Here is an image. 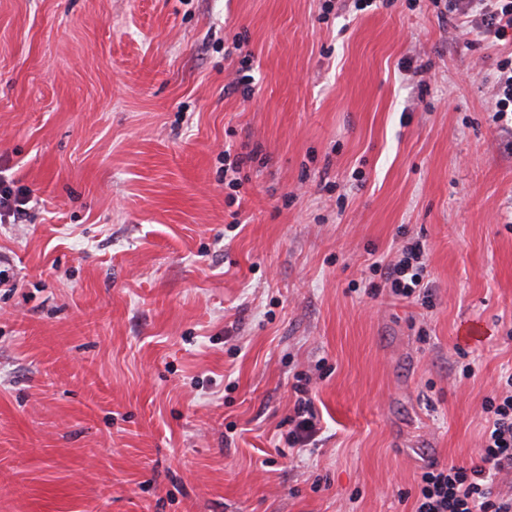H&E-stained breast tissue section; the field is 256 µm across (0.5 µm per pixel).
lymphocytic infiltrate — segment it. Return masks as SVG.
<instances>
[{
  "label": "lymphocytic infiltrate",
  "mask_w": 512,
  "mask_h": 512,
  "mask_svg": "<svg viewBox=\"0 0 512 512\" xmlns=\"http://www.w3.org/2000/svg\"><path fill=\"white\" fill-rule=\"evenodd\" d=\"M457 30L490 46L512 45V0H447ZM384 287L394 300L431 304L427 252L423 241L404 245L391 260L381 263ZM306 378L292 386L294 404L289 421L291 446L309 445L317 431V417ZM500 389L485 402L488 415L479 449L480 462L463 468L429 462L417 478L414 512H512V497L496 493L497 475L512 473V374L501 377Z\"/></svg>",
  "instance_id": "lymphocytic-infiltrate-1"
}]
</instances>
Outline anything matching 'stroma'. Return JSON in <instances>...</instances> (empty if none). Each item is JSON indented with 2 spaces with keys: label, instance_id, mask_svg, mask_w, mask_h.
<instances>
[{
  "label": "stroma",
  "instance_id": "1",
  "mask_svg": "<svg viewBox=\"0 0 512 512\" xmlns=\"http://www.w3.org/2000/svg\"><path fill=\"white\" fill-rule=\"evenodd\" d=\"M499 57L431 0H0L31 196L0 223V512H412L425 461L477 463L512 373ZM417 239L432 307L370 298ZM299 374L321 432L283 457Z\"/></svg>",
  "mask_w": 512,
  "mask_h": 512
}]
</instances>
